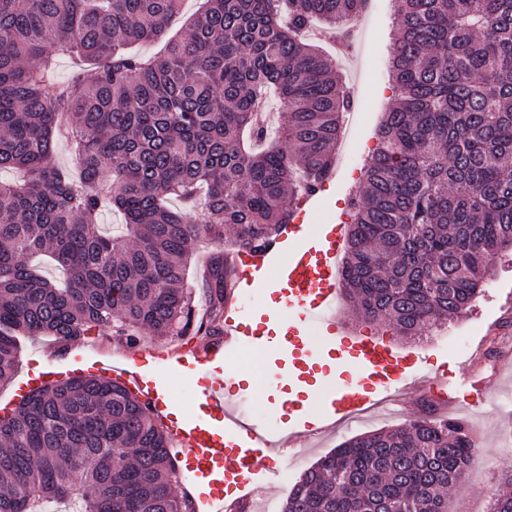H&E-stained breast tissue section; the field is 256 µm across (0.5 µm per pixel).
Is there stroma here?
<instances>
[{"label": "stroma", "mask_w": 512, "mask_h": 512, "mask_svg": "<svg viewBox=\"0 0 512 512\" xmlns=\"http://www.w3.org/2000/svg\"><path fill=\"white\" fill-rule=\"evenodd\" d=\"M394 18L393 0H374L373 11L365 15L362 29L350 34V47L341 58L342 67L354 92L356 112L361 126L350 152L355 164L336 167L332 180L325 185L326 205L314 218L322 224L337 219L347 210L348 197L362 180L363 168L369 163L376 146L374 129L384 112L392 104L388 64L393 51L391 29ZM226 240H210L195 249L194 263L189 270L187 286L191 289L199 311H206L204 278L211 259L223 256ZM335 325L343 336H373L397 347L401 352L418 356L421 374L433 379L441 376L445 362L451 361L454 349L448 343V332L470 337L468 364L458 376L457 383L448 384L447 394L459 398L454 412H447L439 396H429L416 390H407L395 414L389 421L368 419L352 430L334 428L318 440L310 442L302 453L304 465H311L319 457L339 444L364 432L383 428L384 424L402 425L423 416L425 408H432L438 418L453 415L471 427L484 452L491 456V467L473 466L467 473L462 489L448 497L449 512H489L493 496L499 490L503 470L512 468V265L498 267L488 278L481 296L474 306L459 318L448 319L429 335L405 340L396 336L387 326L358 319L350 310L345 297L336 301ZM48 337L30 340L18 356L17 369L12 379L0 385V416L15 408V390L41 358L45 347L51 346ZM260 361L264 373L259 388H250L239 380V373L250 370L253 361ZM230 379L226 388L231 393L257 398L261 413H276L279 422L288 419L287 410L275 407V397L284 383L269 357H256L251 347L227 357L224 365ZM483 397L481 408L463 405L465 395Z\"/></svg>", "instance_id": "stroma-1"}]
</instances>
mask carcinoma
<instances>
[{
	"mask_svg": "<svg viewBox=\"0 0 512 512\" xmlns=\"http://www.w3.org/2000/svg\"><path fill=\"white\" fill-rule=\"evenodd\" d=\"M395 106L349 201L339 275L368 322L421 336L467 312L512 252V0H396ZM182 0H0V382L26 338L67 346L96 329L133 343L193 325L191 245L276 237L334 172L353 99L336 58L368 0H206L166 38ZM166 40L164 53L138 47ZM94 78L55 80L57 56ZM275 96L286 122L263 118ZM71 141L79 177L54 160ZM204 214L187 224L169 201ZM126 217L119 235L98 215ZM49 256L60 285L35 264ZM228 270H210L211 314ZM170 437L138 395L83 375L0 416V512H194L177 498ZM476 444L461 420L422 417L353 436L292 485L280 512H448ZM490 512H512V468Z\"/></svg>",
	"mask_w": 512,
	"mask_h": 512,
	"instance_id": "cac0c4a2",
	"label": "carcinoma"
}]
</instances>
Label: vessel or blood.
I'll list each match as a JSON object with an SVG mask.
<instances>
[{
    "instance_id": "1",
    "label": "vessel or blood",
    "mask_w": 512,
    "mask_h": 512,
    "mask_svg": "<svg viewBox=\"0 0 512 512\" xmlns=\"http://www.w3.org/2000/svg\"><path fill=\"white\" fill-rule=\"evenodd\" d=\"M342 246L336 224L310 226V212L298 209L280 234L267 244L245 251H228L233 281L224 297V327L219 336H194L152 352L150 359L133 352L115 361L102 349L70 348L64 361L48 363L45 372L30 378L28 387L57 381L72 368L107 374L135 391L153 414L167 422L177 459L184 461L190 485L196 489V512H240L250 506L258 486L270 485L289 450L299 442L321 436L337 418H355L377 407L379 400L399 403L417 363L408 361L393 346L374 340L345 341L322 332L319 342L308 338L311 321L326 323L336 308L340 288L337 274ZM277 269L275 281L280 305L268 309L257 328L247 326L254 313L250 297L267 287L266 274ZM275 353L274 364L292 385L284 402L291 418L281 426L271 418L248 420L234 398L225 396L224 357L242 345ZM334 360L349 365L353 380L319 375L320 364ZM183 375L204 374L197 392L201 411L177 415L157 369ZM316 384L323 397L322 411H306L304 385ZM269 463H261L262 453Z\"/></svg>"
}]
</instances>
